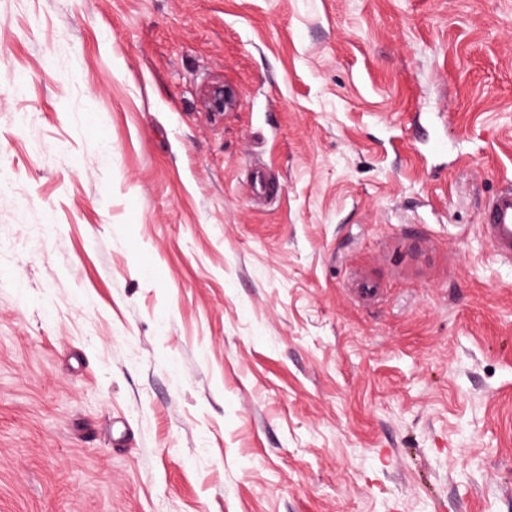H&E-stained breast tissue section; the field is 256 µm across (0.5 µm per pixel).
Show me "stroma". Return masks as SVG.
I'll return each instance as SVG.
<instances>
[{
    "instance_id": "obj_1",
    "label": "stroma",
    "mask_w": 512,
    "mask_h": 512,
    "mask_svg": "<svg viewBox=\"0 0 512 512\" xmlns=\"http://www.w3.org/2000/svg\"><path fill=\"white\" fill-rule=\"evenodd\" d=\"M506 178L512 0H0V512H512ZM205 103L214 112H224L235 104L233 93L223 86H212L205 94ZM481 224L496 258L512 262V182H507L487 200Z\"/></svg>"
}]
</instances>
